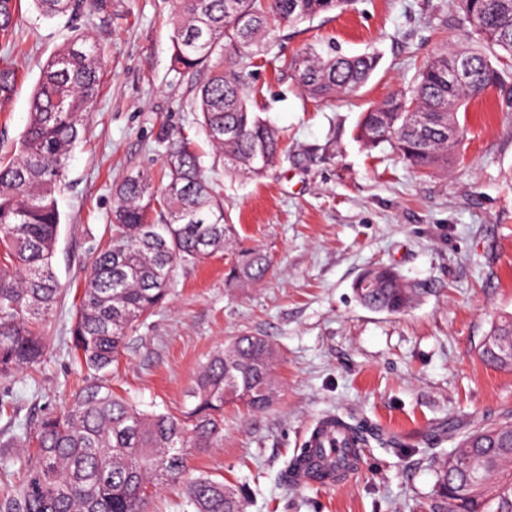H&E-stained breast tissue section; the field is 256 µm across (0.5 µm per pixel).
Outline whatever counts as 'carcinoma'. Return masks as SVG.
Masks as SVG:
<instances>
[{
	"instance_id": "carcinoma-1",
	"label": "carcinoma",
	"mask_w": 512,
	"mask_h": 512,
	"mask_svg": "<svg viewBox=\"0 0 512 512\" xmlns=\"http://www.w3.org/2000/svg\"><path fill=\"white\" fill-rule=\"evenodd\" d=\"M46 19L86 9L103 18L112 0H32ZM353 0H176L171 66L179 73L208 72L197 90L201 124L216 156L237 174L258 178L282 153L279 131L253 112L247 68L259 48L284 24L297 25ZM17 0H0V40L13 38ZM459 35L473 41L433 53L410 88L362 113L356 137L369 149L387 143L418 172L448 168L462 139L448 140V125L465 133L459 113L491 93L512 112V0H452ZM464 60L463 82L448 88V63ZM375 53L323 56L310 48L280 60L301 91L315 101L348 93L367 82ZM104 52L88 31L75 35L41 67L16 157L0 163V379L41 364L43 325L62 288L53 265L61 222L56 194L73 149L86 134L85 113L100 92ZM20 80L0 59V109ZM453 98L452 112L441 110ZM162 180L148 170L131 173L114 189L110 238L95 252L70 329L77 369L84 373L63 412L25 433L30 448L14 461L0 455V512H147L150 488L179 485L182 512H245L242 494L209 475L189 476V461L223 440L224 404L254 412L269 409L277 387L276 348L261 336L236 337L209 355L193 380V407L181 417L144 411L112 391V365L129 333L168 296L177 265L197 263L233 247L224 201L213 192L201 159L182 133L165 129ZM268 270L259 251L239 255L231 278L261 280ZM358 302L399 314L427 289L395 268L379 266L375 285L353 283ZM492 366L512 370V317L501 320L480 351ZM290 474L322 483L340 475L309 466L305 454ZM431 512H512V422L479 426L438 461Z\"/></svg>"
}]
</instances>
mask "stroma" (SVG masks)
<instances>
[{
    "label": "stroma",
    "mask_w": 512,
    "mask_h": 512,
    "mask_svg": "<svg viewBox=\"0 0 512 512\" xmlns=\"http://www.w3.org/2000/svg\"><path fill=\"white\" fill-rule=\"evenodd\" d=\"M173 0H112V17L17 15L13 57L21 81L0 108V157L24 130L40 65L76 28L90 27L108 60L86 137L73 151L58 196L54 258L64 294L45 325L50 347L36 372L0 379V447L22 453V429L59 413L75 387L66 339L93 253L109 235L114 188L137 170L159 171L156 138L167 125L202 156L236 249L258 248L265 278L233 283L236 250L178 266L165 303L127 339L112 388L140 409L183 414L207 356L236 336L265 337L279 352V392L268 411L224 407V439L194 456L239 490L246 512H428L434 462L480 425L512 420V370L479 350L512 316V113L469 103V133L447 171L420 174L389 145L366 150L356 126L373 104L411 85L417 66L460 43L448 0H354L348 10L280 27L255 59L250 107L279 130L286 152L261 178L225 170L196 106L205 72L172 71ZM316 47L376 53L356 92L316 102L280 74L277 56ZM396 268L428 292L399 314L363 307L352 284L370 266ZM363 424L375 437L355 471L334 485L288 483L305 435L326 415Z\"/></svg>",
    "instance_id": "1"
}]
</instances>
